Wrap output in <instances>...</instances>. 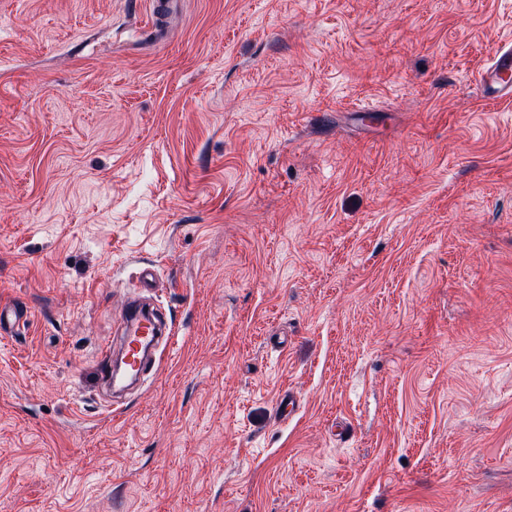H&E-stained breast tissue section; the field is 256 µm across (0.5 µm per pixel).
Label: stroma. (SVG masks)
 Returning a JSON list of instances; mask_svg holds the SVG:
<instances>
[{
  "instance_id": "stroma-1",
  "label": "stroma",
  "mask_w": 512,
  "mask_h": 512,
  "mask_svg": "<svg viewBox=\"0 0 512 512\" xmlns=\"http://www.w3.org/2000/svg\"><path fill=\"white\" fill-rule=\"evenodd\" d=\"M510 39L512 0H0V512H512ZM147 263L176 343L116 414ZM478 85L490 101L512 99V42L498 48L490 62L479 72ZM29 320V309L23 303L1 305L0 303V334L11 336L25 328Z\"/></svg>"
}]
</instances>
